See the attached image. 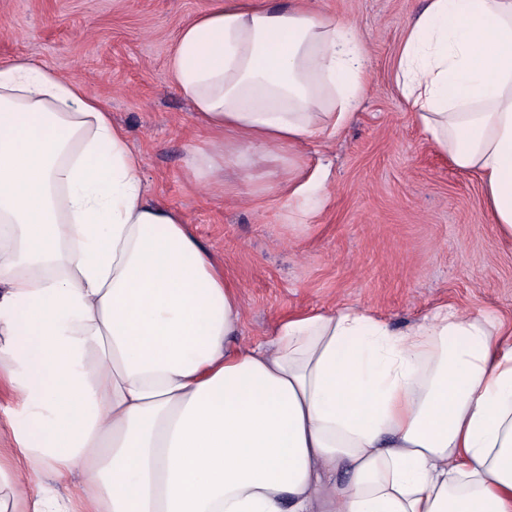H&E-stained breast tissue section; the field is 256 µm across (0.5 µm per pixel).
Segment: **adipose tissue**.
<instances>
[{"label":"adipose tissue","mask_w":512,"mask_h":512,"mask_svg":"<svg viewBox=\"0 0 512 512\" xmlns=\"http://www.w3.org/2000/svg\"><path fill=\"white\" fill-rule=\"evenodd\" d=\"M366 74L349 22L216 0L169 60L195 176L335 138ZM397 79L511 241L512 0H426ZM141 169L81 80L0 62V512H512V323L344 306L244 343L238 284Z\"/></svg>","instance_id":"obj_1"}]
</instances>
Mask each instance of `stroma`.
<instances>
[{
  "instance_id": "35a3bbf8",
  "label": "stroma",
  "mask_w": 512,
  "mask_h": 512,
  "mask_svg": "<svg viewBox=\"0 0 512 512\" xmlns=\"http://www.w3.org/2000/svg\"><path fill=\"white\" fill-rule=\"evenodd\" d=\"M213 2L0 0V61L27 57L85 82L126 130L153 198L181 211L240 285L245 341L312 308H367L395 329L444 303L512 321V244L480 179L435 150L398 86L396 56L425 0H312L362 35V104L331 142L282 148L254 173L225 160L220 186L192 174L205 136L168 75L181 29ZM322 165L328 196L290 200L289 172Z\"/></svg>"
}]
</instances>
